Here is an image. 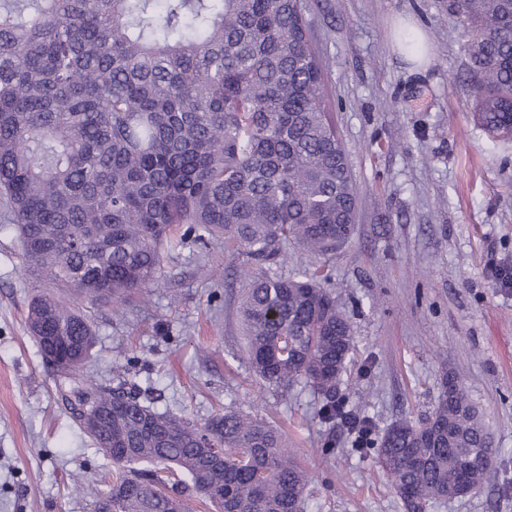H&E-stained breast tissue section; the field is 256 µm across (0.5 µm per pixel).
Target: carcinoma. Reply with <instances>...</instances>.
<instances>
[{
	"label": "carcinoma",
	"instance_id": "obj_1",
	"mask_svg": "<svg viewBox=\"0 0 512 512\" xmlns=\"http://www.w3.org/2000/svg\"><path fill=\"white\" fill-rule=\"evenodd\" d=\"M474 74L473 117L512 129V0H454ZM303 0H0V203L25 263L120 310L159 285L175 224L243 257L241 307L253 373L321 395L319 419L347 416L336 392L354 350L320 266L288 277V245L310 258L355 230L357 192L324 92ZM26 326L65 401L114 468L112 512H303L308 472L285 434L226 410L202 424L144 404L142 389L80 379L91 317L37 296ZM433 423L399 420L378 439L358 421L406 512L448 489L481 493L499 449L465 388ZM224 449L215 464L198 436Z\"/></svg>",
	"mask_w": 512,
	"mask_h": 512
}]
</instances>
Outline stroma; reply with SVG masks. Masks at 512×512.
Wrapping results in <instances>:
<instances>
[{"mask_svg": "<svg viewBox=\"0 0 512 512\" xmlns=\"http://www.w3.org/2000/svg\"><path fill=\"white\" fill-rule=\"evenodd\" d=\"M326 64L325 93L358 191L353 238L325 262L355 351L336 397L377 430L424 419L444 373L460 377L500 454L484 493L429 512H512V139L474 120L471 72L450 0H304ZM424 33L415 67L393 33ZM174 226L159 285L121 311L92 306L85 372L148 388L160 409L195 422L232 407L281 427L308 469L306 512H405L374 451L345 432L325 447L320 398L256 378L239 318L243 258L184 240ZM0 223V512H94L112 481L57 392L25 324L48 288Z\"/></svg>", "mask_w": 512, "mask_h": 512, "instance_id": "stroma-1", "label": "stroma"}]
</instances>
